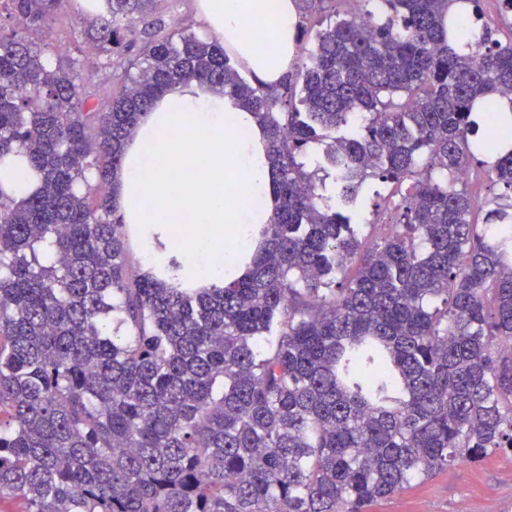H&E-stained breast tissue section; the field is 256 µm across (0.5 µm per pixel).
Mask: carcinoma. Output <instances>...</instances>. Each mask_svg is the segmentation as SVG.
<instances>
[{"label":"carcinoma","instance_id":"obj_1","mask_svg":"<svg viewBox=\"0 0 512 512\" xmlns=\"http://www.w3.org/2000/svg\"><path fill=\"white\" fill-rule=\"evenodd\" d=\"M0 1L17 25L0 27V160L21 152L40 177L19 199L0 188V503L367 512L512 454V40L483 0L335 10L272 88L212 37L161 33L154 0H107L77 21L79 65L122 83L93 108L72 64L18 35L64 0ZM296 2L311 19L333 0ZM190 79L257 116L274 173L247 273L211 288L185 286L176 258L134 270L110 195L141 116ZM370 179L404 193L365 248ZM485 180L504 194L480 202L468 184Z\"/></svg>","mask_w":512,"mask_h":512}]
</instances>
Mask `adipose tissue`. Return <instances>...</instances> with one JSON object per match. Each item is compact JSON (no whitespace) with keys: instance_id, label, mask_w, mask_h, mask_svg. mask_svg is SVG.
<instances>
[{"instance_id":"ef3b65f1","label":"adipose tissue","mask_w":512,"mask_h":512,"mask_svg":"<svg viewBox=\"0 0 512 512\" xmlns=\"http://www.w3.org/2000/svg\"><path fill=\"white\" fill-rule=\"evenodd\" d=\"M198 15L259 84L278 83L296 59L295 0H198ZM261 27L273 40L266 53L254 47ZM148 146L155 154L150 167L143 162ZM211 168L225 171L224 185L210 182ZM36 184L25 156L0 162L7 195L27 194ZM113 198L123 222L137 231L146 271L176 257L195 287L241 277L256 249L255 228L274 214L272 171L256 116L193 80L170 89L128 141Z\"/></svg>"}]
</instances>
